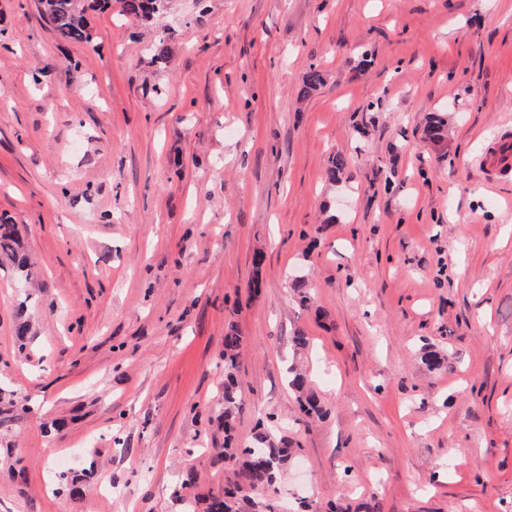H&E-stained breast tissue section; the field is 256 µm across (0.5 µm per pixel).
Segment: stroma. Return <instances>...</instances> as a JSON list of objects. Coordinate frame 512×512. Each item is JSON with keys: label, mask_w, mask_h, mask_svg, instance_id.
Returning a JSON list of instances; mask_svg holds the SVG:
<instances>
[{"label": "stroma", "mask_w": 512, "mask_h": 512, "mask_svg": "<svg viewBox=\"0 0 512 512\" xmlns=\"http://www.w3.org/2000/svg\"><path fill=\"white\" fill-rule=\"evenodd\" d=\"M88 22L95 45L64 42L37 0H0V215L31 271L0 262V512L222 493L232 328L235 437L283 423L284 505L512 512V178L485 170L512 132V0H164ZM292 366L327 417H303ZM89 466L60 492L59 468ZM121 13L141 20L152 19L160 12L161 0H119ZM426 139L439 149H443L447 140L448 122L441 114L431 116L425 125Z\"/></svg>", "instance_id": "obj_1"}]
</instances>
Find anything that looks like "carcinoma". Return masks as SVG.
Segmentation results:
<instances>
[{
  "instance_id": "obj_1",
  "label": "carcinoma",
  "mask_w": 512,
  "mask_h": 512,
  "mask_svg": "<svg viewBox=\"0 0 512 512\" xmlns=\"http://www.w3.org/2000/svg\"><path fill=\"white\" fill-rule=\"evenodd\" d=\"M110 0H40L44 21L56 36L66 42L90 44L93 32L88 26V12H102ZM121 13L141 20H149L160 12L162 0H119ZM426 139L435 147L445 146L448 122L441 114L431 116L425 125ZM0 259L8 260L22 273L28 272V258L17 248L15 225L0 222ZM241 336L230 331L224 336V415L218 423L224 427V448L218 461L224 463V493L211 495L205 512H259L272 508L263 503L271 492L277 491L282 475L292 462L289 448L277 447L272 439L274 417L266 415L257 423L254 445L244 448L235 445L234 419L239 409L238 358ZM289 386L294 390L300 410L307 418L327 414L321 399L310 389L306 375L289 369ZM61 489L71 497L82 494V479L71 472L58 477Z\"/></svg>"
}]
</instances>
